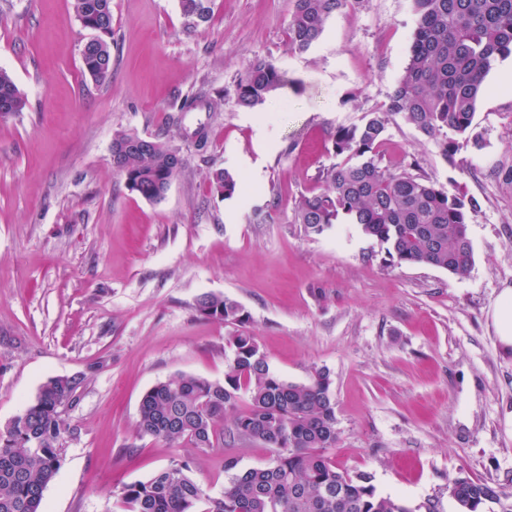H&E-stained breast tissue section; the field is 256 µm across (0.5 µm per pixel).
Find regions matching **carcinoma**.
Wrapping results in <instances>:
<instances>
[{
    "mask_svg": "<svg viewBox=\"0 0 512 512\" xmlns=\"http://www.w3.org/2000/svg\"><path fill=\"white\" fill-rule=\"evenodd\" d=\"M112 0H72L82 26L99 32L94 60L82 58L84 75L106 80L112 67ZM211 0H180L184 16L206 22ZM350 0H294L288 42L309 49L327 19ZM417 23L410 55L390 96L389 111L373 112L331 135L334 153L346 161L324 174V188L298 201L294 219L320 235L335 224L357 225L386 246L398 263L425 264L466 275L474 261L470 224L477 199L450 195L422 174L392 172L378 161L390 117L400 118L440 145L455 165L460 142L467 140L485 78L498 58L512 53V0H413ZM287 84L272 62L257 59L238 79L236 105L255 110ZM20 112L26 101L10 74L0 69V105ZM143 141L145 147L118 153L113 162L130 186L149 200L160 199L167 182L182 170L178 152L158 138L124 134L113 146ZM212 188L228 199L237 180L224 168L208 174ZM198 313L227 325H244L249 316L226 295L207 294ZM231 359L224 381L191 374L161 381L142 396L137 431L172 445H187L198 455L229 438L261 443L274 451L271 464L237 471L239 460L224 458L228 479L219 497L210 496L191 476L190 460L173 459L145 481L124 484L116 496L122 512H437L429 499L419 503L377 492L373 476L351 474L336 465L331 450L338 431L332 380L325 368L313 369L306 382L275 374L256 338L235 332L225 337ZM84 377H54L4 433H0V512H44L43 493L61 464L66 425L60 408L74 401ZM248 409L237 410L241 395ZM449 493L461 512H479L487 503L512 512V500L494 487L466 477L451 480Z\"/></svg>",
    "mask_w": 512,
    "mask_h": 512,
    "instance_id": "obj_1",
    "label": "carcinoma"
}]
</instances>
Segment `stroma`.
I'll return each mask as SVG.
<instances>
[{
	"label": "stroma",
	"instance_id": "stroma-1",
	"mask_svg": "<svg viewBox=\"0 0 512 512\" xmlns=\"http://www.w3.org/2000/svg\"><path fill=\"white\" fill-rule=\"evenodd\" d=\"M208 22L179 0H112V72L82 74L93 36L71 0H0V68L27 105L0 113V429L48 379L84 382L62 417L61 466L47 512H121L116 486L172 459L210 495L227 476L271 463L261 444L207 454L139 435L143 394L179 374L223 381L233 326L199 315L206 294L245 309L273 371L306 381L327 369L337 464L378 493L459 512L449 482L512 496V352L492 321L512 286V55L485 80L470 140L448 165L435 139L390 120L381 164L419 163L449 194L476 197L466 276L390 261L354 224L320 235L294 221L302 196L341 164L330 135L387 111L406 66L412 0H357L319 40L288 43L294 0H212ZM258 58L288 83L260 111L237 79ZM193 107H186V100ZM121 134L156 137L183 169L148 201L112 164ZM238 179L218 196L210 169Z\"/></svg>",
	"mask_w": 512,
	"mask_h": 512
}]
</instances>
